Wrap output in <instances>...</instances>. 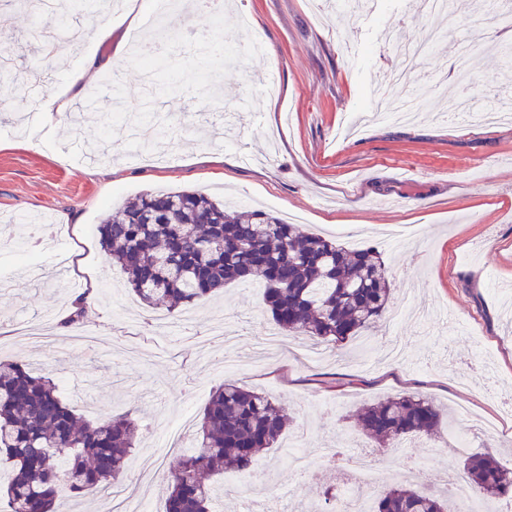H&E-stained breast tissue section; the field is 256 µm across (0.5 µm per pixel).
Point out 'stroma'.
Returning <instances> with one entry per match:
<instances>
[{"instance_id":"1","label":"stroma","mask_w":512,"mask_h":512,"mask_svg":"<svg viewBox=\"0 0 512 512\" xmlns=\"http://www.w3.org/2000/svg\"><path fill=\"white\" fill-rule=\"evenodd\" d=\"M218 21L183 0L163 17L132 30L116 27L78 49L87 28L120 19L90 0L75 11V42L46 51L32 35L46 22L0 0V50L19 71L38 69L0 105V359L26 361L51 377L61 399L87 421L133 412L138 425L127 475L143 458L176 462L168 428L188 422L195 445L211 393L236 384L285 405L287 443L304 435L310 469L297 476L280 447L255 468L262 484L237 485L225 471L215 512H301L322 486L351 468L346 441L364 445L381 480L444 494L445 477L464 475L467 454L493 456L512 467V447L479 434L459 452L432 457L416 474L393 447L378 445L356 421L358 409L417 392L449 409L440 440L465 431L462 410L481 414L512 437V123L443 119L450 103L483 107L488 97L512 110L498 43L512 44L495 15L455 0V29L439 40L415 77L421 97L411 121L363 122L365 99L398 64L385 32L425 41L434 20L413 0H376L374 10L337 8L334 0H223ZM267 54L245 51L233 33L240 16ZM171 34L162 80L146 89L138 42L158 28ZM214 28L225 52L218 83L205 81L198 56L202 33ZM126 53L94 84L96 107L121 95L126 113L151 111L166 140L152 152H130L126 124L66 119L32 131L21 117L33 98L65 88L93 56ZM251 154L241 163V151ZM188 189L268 211L303 231L348 248L378 246L400 322L384 321L334 346L287 336L289 352L262 346L274 329L261 282L232 283L223 292L163 316L139 301L118 267L106 263L96 228L113 205L146 191ZM95 293L85 330L93 349L69 348L59 327L77 290Z\"/></svg>"}]
</instances>
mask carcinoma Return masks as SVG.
<instances>
[{
    "mask_svg": "<svg viewBox=\"0 0 512 512\" xmlns=\"http://www.w3.org/2000/svg\"><path fill=\"white\" fill-rule=\"evenodd\" d=\"M109 263L144 304L173 312L232 282L260 280L274 323L284 332L341 343L389 311L391 285L374 247L348 250L260 210H230L196 191L146 192L116 208L98 227ZM93 289L71 302L60 323H84ZM444 414L418 393L363 407L362 430L387 442L435 435ZM288 417L262 393L226 384L204 409L197 451L170 468L165 512H213L209 479L231 468L249 473L257 454L277 445ZM137 425L127 414L97 422L76 416L55 384L19 361L0 360V455L12 463L9 512H57L62 490L102 491L124 477ZM475 495L512 494V468L482 454L464 462ZM372 512H447L437 495L393 487Z\"/></svg>",
    "mask_w": 512,
    "mask_h": 512,
    "instance_id": "carcinoma-1",
    "label": "carcinoma"
}]
</instances>
